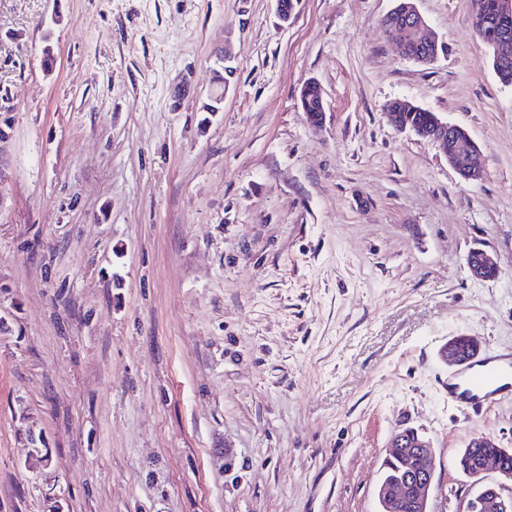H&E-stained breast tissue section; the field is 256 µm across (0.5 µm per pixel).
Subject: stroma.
Wrapping results in <instances>:
<instances>
[{"label":"stroma","mask_w":512,"mask_h":512,"mask_svg":"<svg viewBox=\"0 0 512 512\" xmlns=\"http://www.w3.org/2000/svg\"><path fill=\"white\" fill-rule=\"evenodd\" d=\"M394 5L0 0V512H377L405 428L462 512V448H512V393L462 411L440 357L512 350V86L472 0H417L427 65ZM396 99L467 130L481 178ZM403 12L406 16L407 21L413 26V31L416 35L424 42V45L427 49L433 51V54H427L426 57L420 60V63H432L438 56V43L435 40L426 38L423 34L425 23L424 19L419 13L417 7L414 4V1L408 0L403 4ZM387 25L390 31L395 34L402 42L404 46V52L408 56H420L421 53L426 52V48L424 45L419 43L412 31L408 30L404 22V18L401 14H396L395 16H390L387 19ZM395 36H391V38L396 42L402 49V45L399 39ZM403 52V53H404ZM387 112H395V121L399 126L395 125L386 114ZM385 117L388 123L398 132H406L407 130L416 133L417 135L429 139L433 143H436L442 149L447 148V153H454L460 150L461 143L464 141V137L460 134L454 136V134H448V132H454L457 134L458 131L465 134L468 138V148L460 155L448 154V164L459 174L464 181H476L480 178V172L475 164V153L477 152L474 141L468 136L467 132L457 126L448 123L443 120L440 116L432 112L434 115L431 116L430 123L426 126H422L428 120L429 111L418 107L417 105L409 106L403 103L401 100H396L387 105ZM407 128H419V130L406 129ZM447 143V145H446ZM476 258L467 262L470 275L477 280H492L500 273L498 262L483 249L471 251ZM466 338L468 339L469 345L464 343L462 338H457L454 341L451 340L448 342L447 355L444 357V361L447 362L448 365H453L467 359H474L478 356L480 351L479 345L471 338ZM461 343L464 344L463 353L459 351Z\"/></svg>","instance_id":"stroma-1"}]
</instances>
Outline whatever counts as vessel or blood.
I'll list each match as a JSON object with an SVG mask.
<instances>
[{"instance_id":"vessel-or-blood-1","label":"vessel or blood","mask_w":512,"mask_h":512,"mask_svg":"<svg viewBox=\"0 0 512 512\" xmlns=\"http://www.w3.org/2000/svg\"><path fill=\"white\" fill-rule=\"evenodd\" d=\"M511 372L508 367L486 360L459 366L454 375L456 384L449 389L448 398L460 409L482 411L497 401L499 384Z\"/></svg>"}]
</instances>
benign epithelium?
Here are the masks:
<instances>
[{"instance_id": "7a95c632", "label": "benign epithelium", "mask_w": 512, "mask_h": 512, "mask_svg": "<svg viewBox=\"0 0 512 512\" xmlns=\"http://www.w3.org/2000/svg\"><path fill=\"white\" fill-rule=\"evenodd\" d=\"M403 12L416 35L426 48L432 50V53L422 58V62L434 61L438 56V43L424 36V19L414 0H406ZM498 21L503 44L507 45L512 38V0H500ZM458 131H463V128L450 124L435 114L431 116L430 123L420 127L416 134L446 149L448 134ZM476 152L475 143L470 141L462 154L448 156V164L465 181H476L480 178L475 164ZM472 253L475 258L467 262V268L473 278L492 280L498 276L500 266L492 256L479 248L472 250ZM479 351V345L473 340H468L465 345L463 339L458 338L448 342L444 361L453 365L477 357ZM429 447L430 442L411 429L399 431L393 436L386 464L396 468L398 479L392 482L385 479L381 481L377 492L379 512H399L406 506L410 507L411 512H436L433 507V471L427 463ZM510 454L512 450L509 448H496L495 452L480 457L478 463L482 474L493 472L497 479L480 482L479 491L466 503V512H471L474 507L480 512H512V468L503 464V458Z\"/></svg>"}]
</instances>
